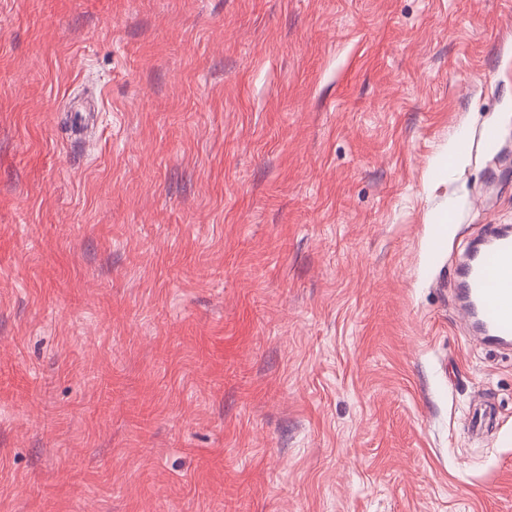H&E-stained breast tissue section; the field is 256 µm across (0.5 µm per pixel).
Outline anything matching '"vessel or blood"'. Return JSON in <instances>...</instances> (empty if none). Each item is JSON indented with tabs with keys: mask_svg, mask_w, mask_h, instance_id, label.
Wrapping results in <instances>:
<instances>
[{
	"mask_svg": "<svg viewBox=\"0 0 512 512\" xmlns=\"http://www.w3.org/2000/svg\"><path fill=\"white\" fill-rule=\"evenodd\" d=\"M487 245L470 253L457 276L462 314L475 338L497 345L512 343V230L492 228Z\"/></svg>",
	"mask_w": 512,
	"mask_h": 512,
	"instance_id": "b4317fda",
	"label": "vessel or blood"
}]
</instances>
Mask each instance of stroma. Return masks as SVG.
I'll list each match as a JSON object with an SVG mask.
<instances>
[{"label": "stroma", "mask_w": 512, "mask_h": 512, "mask_svg": "<svg viewBox=\"0 0 512 512\" xmlns=\"http://www.w3.org/2000/svg\"><path fill=\"white\" fill-rule=\"evenodd\" d=\"M488 224L512 0H0V512H512ZM461 266L456 292L462 314L478 341L508 345L512 340V231L494 227Z\"/></svg>", "instance_id": "obj_1"}]
</instances>
